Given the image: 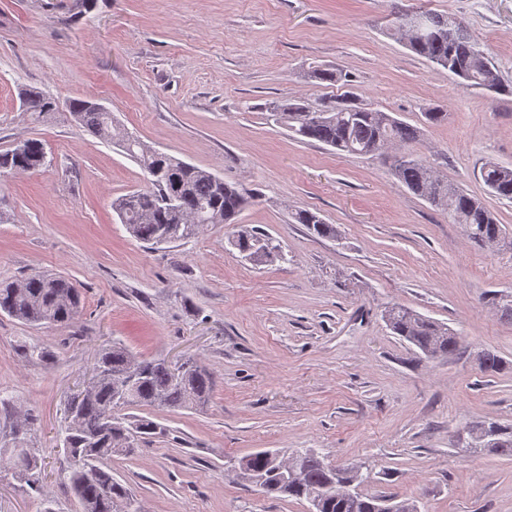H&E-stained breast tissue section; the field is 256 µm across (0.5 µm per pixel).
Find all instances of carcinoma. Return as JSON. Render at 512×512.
<instances>
[{
  "instance_id": "carcinoma-1",
  "label": "carcinoma",
  "mask_w": 512,
  "mask_h": 512,
  "mask_svg": "<svg viewBox=\"0 0 512 512\" xmlns=\"http://www.w3.org/2000/svg\"><path fill=\"white\" fill-rule=\"evenodd\" d=\"M389 34L403 41L416 55L438 69L456 77L460 84L479 88L490 95L512 94L497 68L467 27L451 14L408 10L393 16ZM308 78L320 83L352 85V75L344 69L317 66ZM23 107L43 117L58 111L56 100L43 92L25 87ZM69 110L74 118L101 140L121 147L146 173L149 189L120 196L112 201L126 229L135 239L154 244L165 231L175 242L197 235L205 224H225L233 228L231 244L254 262L282 259L279 244L263 233L237 224V217L253 203V196L214 174L186 165L172 155L155 156L151 147L129 134L111 120L107 113L90 106L88 99H73ZM273 120L288 129L295 138L315 140L336 150L363 156H380L392 149V171L412 194L448 215L453 224L464 228L475 245L490 250L512 245L491 210L478 198L457 184L441 178L434 168L412 150L420 128L387 112L359 106L357 95L350 92L326 98L320 115L313 117L311 105L298 100H275L266 106ZM28 148L18 154L10 149L0 153V169L37 171L43 168L45 145L27 140ZM485 186L498 198L512 200V168L488 161L480 169ZM322 238L338 237L335 225L326 223L318 213L299 209L293 214ZM484 299L512 322V306L501 302L500 292L489 291ZM82 312L81 292L72 281L56 275L33 273L22 282L0 283V314L30 325H66ZM385 320L394 334L423 354L433 358L457 350L459 337L447 326L427 319L405 307L393 306ZM487 373H499L507 362L492 352L479 355ZM173 377L172 368L161 358L142 359L118 341L103 345L97 352L92 370L100 378L70 398L64 445L68 455L79 459L69 463L68 484L79 512H129L135 502L132 492L112 477V456L128 455L138 444L164 434L165 429L146 417L130 419L123 411L133 407L158 410L200 409L208 404L215 387L213 373L201 362ZM33 420H25L22 431L11 432L12 455L9 469L17 481L26 484L41 498H47L41 485V467L33 450L26 447V435ZM472 444H482L480 452L512 457V425L483 422L467 428ZM301 479L287 477V467L273 462L260 450L238 459L239 476L264 477L258 487L268 496L316 501L321 512H377V495L361 494L351 498L331 493V483L353 482L363 485L366 476L357 472L337 477L317 453L296 452Z\"/></svg>"
}]
</instances>
